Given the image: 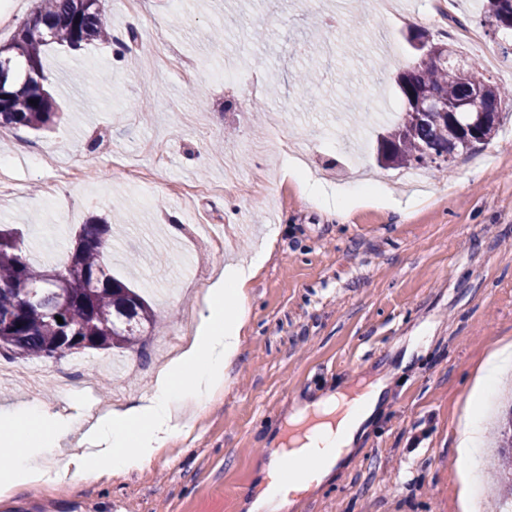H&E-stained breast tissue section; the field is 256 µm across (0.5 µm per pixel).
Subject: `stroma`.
Segmentation results:
<instances>
[{"mask_svg":"<svg viewBox=\"0 0 512 512\" xmlns=\"http://www.w3.org/2000/svg\"><path fill=\"white\" fill-rule=\"evenodd\" d=\"M440 0H140L107 13L112 39L43 56L60 117L48 130L0 128V225L19 229L34 263H64L80 224H117L112 273L155 308L147 357L85 350L31 358L42 378L0 379V408L23 403L73 420L45 457L55 469L85 434L77 419L149 397L193 335L217 272L269 246L247 288L242 352L223 388L141 469L79 475L73 486L17 488L0 512H245L292 405L358 375H383L381 411L338 482L295 512H461L455 430L474 375L512 339V104L473 158L424 168L422 187L354 196L345 222L285 175L306 151L325 190L377 171V135L406 103L395 76L440 40L425 15ZM478 0H450L478 27L462 42L485 76L512 86V33L478 25ZM320 82L297 90L295 75ZM277 84L269 100L253 80ZM294 138L256 145L282 124ZM178 225L170 234L169 225ZM200 224H234L215 251Z\"/></svg>","mask_w":512,"mask_h":512,"instance_id":"35a3bbf8","label":"stroma"}]
</instances>
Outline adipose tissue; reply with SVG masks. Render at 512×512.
Wrapping results in <instances>:
<instances>
[{"label": "adipose tissue", "instance_id": "adipose-tissue-1", "mask_svg": "<svg viewBox=\"0 0 512 512\" xmlns=\"http://www.w3.org/2000/svg\"><path fill=\"white\" fill-rule=\"evenodd\" d=\"M268 259L254 253L230 262L207 292L205 312L190 345L155 379L142 403L101 413L76 449L53 471L42 457L55 438L69 429L64 419L33 406L0 413L8 427L0 444L12 455L0 461V496L19 486L64 484L79 472L128 473L141 468L181 428L191 412L204 406L224 384L241 349L245 326V288ZM512 364V341L498 345L479 366L457 427V451L468 458L480 444L487 397ZM386 388L384 378L370 380L362 392L342 385L297 402L288 415L290 440L268 448L262 478L245 502L247 512H290L299 492L331 483L361 444Z\"/></svg>", "mask_w": 512, "mask_h": 512}]
</instances>
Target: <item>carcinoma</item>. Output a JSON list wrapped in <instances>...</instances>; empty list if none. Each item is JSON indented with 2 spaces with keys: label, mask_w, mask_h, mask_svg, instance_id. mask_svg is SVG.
<instances>
[{
  "label": "carcinoma",
  "mask_w": 512,
  "mask_h": 512,
  "mask_svg": "<svg viewBox=\"0 0 512 512\" xmlns=\"http://www.w3.org/2000/svg\"><path fill=\"white\" fill-rule=\"evenodd\" d=\"M22 22L13 41L0 45V74L11 76L7 100H0V126L48 129L59 118L55 99L43 88V54L51 44L77 49L94 40H109L105 0H39ZM481 24L512 32V0H481ZM406 109L380 136L378 160L384 166L418 169L440 159L469 153L497 134L501 119L491 121L468 140L458 124L439 112H424L416 101L427 92L441 96L440 107L459 101L473 90L484 103L500 107L508 92L489 82L467 60H432L397 77ZM37 105L30 104V100ZM112 238V225L94 220L80 226L67 264L40 266L31 261L16 229H0V355L9 359L55 358L71 344L78 350L141 349L155 326L150 305L135 288L115 277L103 260L102 248ZM43 313H26L31 295ZM63 323H58L56 317ZM511 452L502 471L512 483V416L503 431Z\"/></svg>",
  "instance_id": "1"
}]
</instances>
